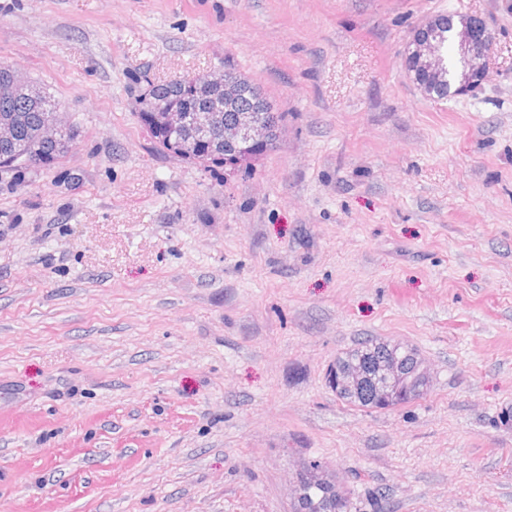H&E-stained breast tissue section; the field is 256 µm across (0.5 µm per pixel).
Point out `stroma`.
I'll return each instance as SVG.
<instances>
[{"label": "stroma", "mask_w": 512, "mask_h": 512, "mask_svg": "<svg viewBox=\"0 0 512 512\" xmlns=\"http://www.w3.org/2000/svg\"><path fill=\"white\" fill-rule=\"evenodd\" d=\"M443 13L494 50L434 101L403 50ZM0 62L78 129L0 180V512H293L311 460L351 512H512V0H0ZM227 67L276 146L157 152L141 94ZM366 337L426 394L340 399ZM388 361L398 363L382 367ZM418 350L407 343L364 339L336 357L329 372L336 395L349 403L369 409H386L422 396L430 386V374L423 373ZM345 373H360L358 382L347 388L335 384Z\"/></svg>", "instance_id": "obj_1"}]
</instances>
